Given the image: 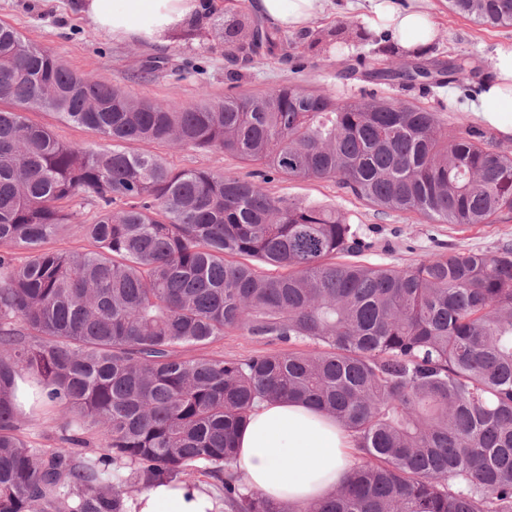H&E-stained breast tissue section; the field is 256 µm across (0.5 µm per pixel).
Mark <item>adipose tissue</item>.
<instances>
[{
  "label": "adipose tissue",
  "instance_id": "adipose-tissue-1",
  "mask_svg": "<svg viewBox=\"0 0 512 512\" xmlns=\"http://www.w3.org/2000/svg\"><path fill=\"white\" fill-rule=\"evenodd\" d=\"M270 24L299 31L322 9V0H248ZM364 24L392 33L402 48L422 52L434 35L428 15L397 9L392 0H368ZM92 30L118 42L135 40L161 47L173 30L202 23L200 0H78ZM473 104L476 115L512 135V49L498 53ZM233 464L242 483L274 503L307 505L329 495L357 460L351 432L333 417L305 404L264 401L250 411L237 440ZM200 483L180 481L149 487L128 504V512H217Z\"/></svg>",
  "mask_w": 512,
  "mask_h": 512
}]
</instances>
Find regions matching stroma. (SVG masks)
<instances>
[{
    "instance_id": "35a3bbf8",
    "label": "stroma",
    "mask_w": 512,
    "mask_h": 512,
    "mask_svg": "<svg viewBox=\"0 0 512 512\" xmlns=\"http://www.w3.org/2000/svg\"><path fill=\"white\" fill-rule=\"evenodd\" d=\"M400 8L426 12L435 27L425 61L466 56L476 63L494 59L504 48H512V27L487 28L452 13L448 0H394ZM366 0H323V11L312 19L309 30L344 24L362 27ZM243 0H211L210 15L200 36L192 39L172 34L163 50L137 43H116L94 32L81 19L73 0H0V21L15 26L31 41L53 50L72 70L90 73L117 85L129 95L159 100L175 110L199 101L200 91L221 98L234 93L267 92L288 82L313 90H326L344 98L375 94L399 99L439 113L448 129L459 131L477 125L471 104L475 92L454 84L441 87L374 85L363 80V72L380 62L374 45L350 43L343 59L304 51L301 34L288 31L281 48L244 62L225 55L224 41L215 28L233 18L251 17ZM170 167L206 169L253 178L257 168L218 150L173 149L154 146ZM271 193L305 202L333 206L361 225L376 242L367 263L406 267L424 254L445 247L458 251L489 250L502 240H512V219L493 224L462 227L433 224L416 216L382 213L354 196L338 190L332 181L278 178L269 183Z\"/></svg>"
}]
</instances>
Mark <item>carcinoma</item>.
<instances>
[{
	"instance_id": "cac0c4a2",
	"label": "carcinoma",
	"mask_w": 512,
	"mask_h": 512,
	"mask_svg": "<svg viewBox=\"0 0 512 512\" xmlns=\"http://www.w3.org/2000/svg\"><path fill=\"white\" fill-rule=\"evenodd\" d=\"M448 5L512 27V0ZM221 34L231 56L282 42L257 25ZM352 39L385 43L374 80L432 77L362 29L311 33L307 50ZM477 73L460 56L435 74L464 86ZM0 102V512H127L153 483L197 473L219 479L227 512H512V241L367 264L359 225L265 187L333 180L383 212L493 224L512 214V153L486 131L450 136L406 101L295 83L176 111L71 70L2 21ZM29 112L111 145L62 140ZM131 143L219 150L265 167L263 180L176 170ZM67 230L90 248L46 247ZM234 332L284 348L207 351ZM276 398L355 437L358 466L317 506L273 504L232 470L249 411ZM39 410L58 413L53 448L23 436Z\"/></svg>"
}]
</instances>
